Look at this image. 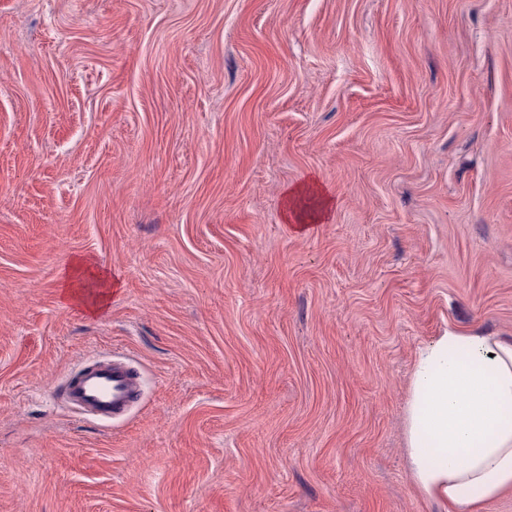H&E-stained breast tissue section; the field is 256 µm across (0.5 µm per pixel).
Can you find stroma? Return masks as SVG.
<instances>
[{
    "label": "stroma",
    "mask_w": 512,
    "mask_h": 512,
    "mask_svg": "<svg viewBox=\"0 0 512 512\" xmlns=\"http://www.w3.org/2000/svg\"><path fill=\"white\" fill-rule=\"evenodd\" d=\"M450 326L512 336V0H0V512H439L402 416ZM113 354L104 424L57 392ZM311 194L317 198L316 206L307 211L300 206L305 195ZM333 206V198L314 179H310L303 185L292 188L286 197V219L293 224V229L298 232L308 230L311 224L322 222ZM74 274H80L77 278L71 275L67 278L62 286V297L68 303L80 305L82 304L85 309L91 313H96L101 310V305L109 297L106 293L96 294L92 306H89L84 298V289L88 288L85 280L81 279L83 276H89L97 282L98 286L103 288L107 285V280L102 278L101 273H94L91 271V266L85 260H76L71 265ZM140 373L124 356L93 361L68 378L63 396L77 413L104 423L116 421L139 397Z\"/></svg>",
    "instance_id": "1"
}]
</instances>
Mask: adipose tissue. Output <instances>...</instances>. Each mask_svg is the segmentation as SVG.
<instances>
[{
  "label": "adipose tissue",
  "instance_id": "adipose-tissue-1",
  "mask_svg": "<svg viewBox=\"0 0 512 512\" xmlns=\"http://www.w3.org/2000/svg\"><path fill=\"white\" fill-rule=\"evenodd\" d=\"M332 206L311 179L288 191L286 219L303 232ZM404 437L416 489L442 512H482L512 491V337L452 326L419 345Z\"/></svg>",
  "mask_w": 512,
  "mask_h": 512
}]
</instances>
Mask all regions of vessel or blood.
I'll return each mask as SVG.
<instances>
[{
    "mask_svg": "<svg viewBox=\"0 0 512 512\" xmlns=\"http://www.w3.org/2000/svg\"><path fill=\"white\" fill-rule=\"evenodd\" d=\"M140 374L129 358L95 361L68 378L63 396L77 413L109 423L126 415L139 397Z\"/></svg>",
    "mask_w": 512,
    "mask_h": 512,
    "instance_id": "vessel-or-blood-1",
    "label": "vessel or blood"
}]
</instances>
